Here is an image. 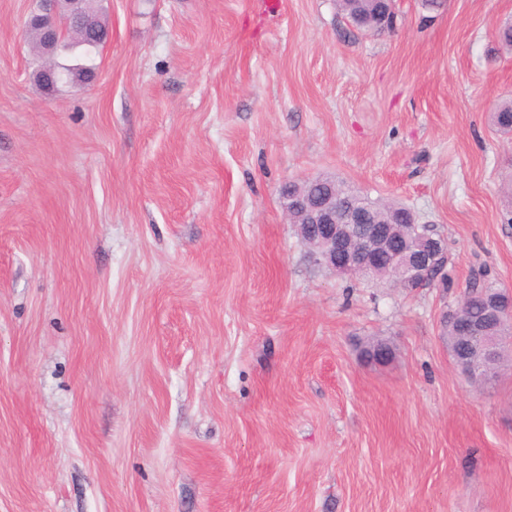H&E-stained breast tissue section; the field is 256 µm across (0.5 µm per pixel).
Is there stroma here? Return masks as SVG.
Segmentation results:
<instances>
[{"label": "stroma", "mask_w": 512, "mask_h": 512, "mask_svg": "<svg viewBox=\"0 0 512 512\" xmlns=\"http://www.w3.org/2000/svg\"><path fill=\"white\" fill-rule=\"evenodd\" d=\"M0 0V512H512V361L441 335L512 290V0H101L94 83L45 94ZM411 207L451 288L341 276L280 203ZM392 359L364 361L360 343ZM340 10L347 16L352 26L360 31H372L375 25V18L377 14H386L391 11V3L384 2L375 4L374 2H360L337 0Z\"/></svg>", "instance_id": "stroma-1"}]
</instances>
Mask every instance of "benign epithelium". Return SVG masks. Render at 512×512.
Wrapping results in <instances>:
<instances>
[{
  "instance_id": "7a95c632",
  "label": "benign epithelium",
  "mask_w": 512,
  "mask_h": 512,
  "mask_svg": "<svg viewBox=\"0 0 512 512\" xmlns=\"http://www.w3.org/2000/svg\"><path fill=\"white\" fill-rule=\"evenodd\" d=\"M87 0H37L26 17L27 29L42 32L40 46L43 58L54 60L61 49L62 37L54 19L63 17L83 30L93 32L82 14L81 5ZM95 75L79 69L58 68L54 65L38 72L41 86L48 92L55 90L60 83L87 84ZM327 183L328 193L314 204L309 196L294 190L293 184L283 187L287 191L283 198L284 209L303 218L308 236L318 242L321 261L337 272L357 278H372L381 266L392 268L412 280L426 281L432 278L438 269L439 259L448 256L446 242L427 234H421L412 240L410 247L395 252L386 249L385 233L377 224L376 215L368 208H352L345 222H336L338 199L336 180L321 178ZM506 300L495 305L492 316L499 331L490 332L476 326L468 317V306L463 304L454 312V319L461 328V336L466 357H456V362L467 378L476 383L480 379L469 356L477 354L480 358H493L506 351H512V293L505 292Z\"/></svg>"
}]
</instances>
